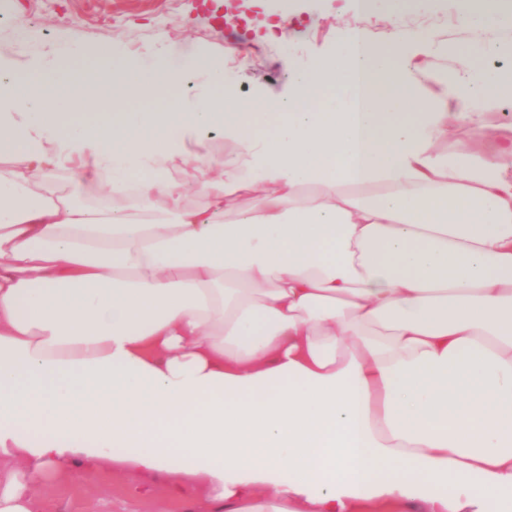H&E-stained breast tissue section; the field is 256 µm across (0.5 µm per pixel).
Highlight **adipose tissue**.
<instances>
[{"label": "adipose tissue", "mask_w": 512, "mask_h": 512, "mask_svg": "<svg viewBox=\"0 0 512 512\" xmlns=\"http://www.w3.org/2000/svg\"><path fill=\"white\" fill-rule=\"evenodd\" d=\"M441 49L354 28L285 101L218 64L172 99L177 47L145 88L108 46L0 72V512L104 466L210 512H512V137L439 149L512 73L448 79ZM213 129L234 156L186 153ZM62 168L130 212L58 193Z\"/></svg>", "instance_id": "ef3b65f1"}]
</instances>
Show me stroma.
Instances as JSON below:
<instances>
[{
	"label": "stroma",
	"mask_w": 512,
	"mask_h": 512,
	"mask_svg": "<svg viewBox=\"0 0 512 512\" xmlns=\"http://www.w3.org/2000/svg\"><path fill=\"white\" fill-rule=\"evenodd\" d=\"M283 16L292 20L294 34L270 36V24ZM355 27L375 39L395 27L431 33L460 46L479 66L512 71V55L491 50L494 42L512 39V28L471 38L461 25L460 0H414L411 9L392 16L357 14L355 0H0V56L23 69L52 49L69 48L75 33L81 47L109 45L128 54L139 77L150 80L168 47L187 46L198 60L181 88L185 97L208 89V66L220 61L225 86L240 95L284 98L295 72ZM484 121L486 138L476 139L464 119L441 151L461 141L486 151L495 138L512 136V101L487 107ZM48 481L55 512H208L202 500L166 495L162 482L135 484L106 468L90 482L62 475Z\"/></svg>",
	"instance_id": "stroma-1"
}]
</instances>
